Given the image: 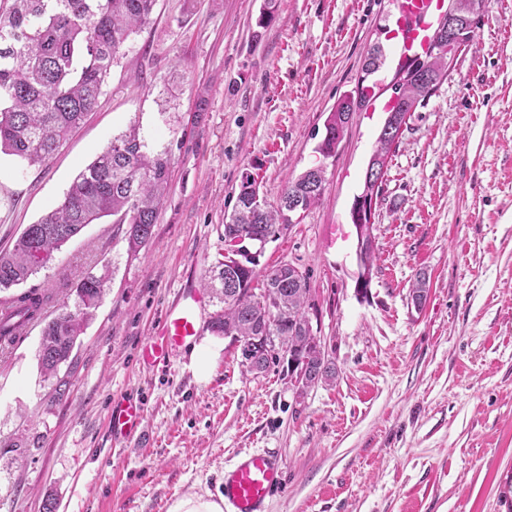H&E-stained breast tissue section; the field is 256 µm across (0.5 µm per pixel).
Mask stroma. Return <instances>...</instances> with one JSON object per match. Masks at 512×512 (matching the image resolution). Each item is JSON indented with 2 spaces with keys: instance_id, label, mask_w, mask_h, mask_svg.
Wrapping results in <instances>:
<instances>
[{
  "instance_id": "1",
  "label": "stroma",
  "mask_w": 512,
  "mask_h": 512,
  "mask_svg": "<svg viewBox=\"0 0 512 512\" xmlns=\"http://www.w3.org/2000/svg\"><path fill=\"white\" fill-rule=\"evenodd\" d=\"M157 0L123 48L86 122L52 158L0 154V250L57 206L73 179L131 123L171 151L154 234L130 253L104 219L24 283L74 303L87 275L102 300L60 370L53 399L38 366L40 327L0 354V512H170L219 497L225 468L269 450L284 464L270 512H512V0L488 8L448 79L408 119L378 200L377 259L356 289L350 210L383 126L399 60L393 0ZM384 62L366 74L368 51ZM326 167L325 191L270 240L256 276L289 263L308 275L305 308L336 365L334 384L297 397L284 364L249 371L233 337L204 331L207 380L182 347L147 371L136 353L183 288L224 255V218L243 176L277 203L315 165L324 121L359 84ZM430 292L411 310L409 290ZM138 395L145 435L113 442L106 414ZM25 440L22 454L5 450ZM222 505L203 496L190 495L179 499L171 512H223Z\"/></svg>"
}]
</instances>
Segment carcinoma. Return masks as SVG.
Returning <instances> with one entry per match:
<instances>
[{
	"mask_svg": "<svg viewBox=\"0 0 512 512\" xmlns=\"http://www.w3.org/2000/svg\"><path fill=\"white\" fill-rule=\"evenodd\" d=\"M157 0H0V152L14 155L30 166L42 165L64 146L85 116L93 110L112 67L132 34L150 22ZM462 10L454 37L466 43L480 23L488 0H459ZM423 66L406 59L396 77H404L405 99L394 112L406 124L410 114L426 104L435 85L448 78L447 56L428 61L435 79L419 82ZM371 99L368 87L355 99L340 98L324 121L319 151L336 152L351 113ZM171 152L148 146L139 128L130 126L112 141L74 179L63 201L38 222L27 225L11 249L0 251V345L14 343L18 331L41 324L38 363L44 380L52 383L57 399L65 396L67 382L58 378L69 362L83 329L103 295L104 278L88 276L75 288V309L64 304L51 319L46 293L11 294L48 266L67 242L89 224L112 218L126 224L129 251L137 252L153 237L169 184ZM325 172L309 170L288 181L278 203L259 196L256 180L243 177L233 211L224 223V239L253 234L264 240L275 236L290 214L306 211L319 201ZM255 262L224 268L220 260L211 268L204 287L220 284L222 307L209 323L218 335L235 336L244 359L254 358L259 370L269 359L261 348H251L260 336H275L288 347L300 367L321 384L336 380L333 361L313 350L314 331L304 313L309 292L307 275L284 263L264 275L262 288L252 286Z\"/></svg>",
	"mask_w": 512,
	"mask_h": 512,
	"instance_id": "1",
	"label": "carcinoma"
}]
</instances>
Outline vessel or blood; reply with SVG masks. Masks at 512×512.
Returning <instances> with one entry per match:
<instances>
[{
	"label": "vessel or blood",
	"mask_w": 512,
	"mask_h": 512,
	"mask_svg": "<svg viewBox=\"0 0 512 512\" xmlns=\"http://www.w3.org/2000/svg\"><path fill=\"white\" fill-rule=\"evenodd\" d=\"M443 0H397L402 22L411 24L409 33L400 36V55L407 58L420 54L430 39V32ZM204 296L192 287H185L181 305L166 310L153 335L141 344L140 365L156 368L168 365L173 353L191 344L203 332L201 311ZM147 403L127 398L115 403L107 414V425L114 441L133 438L145 419ZM282 462L269 453H248L224 472V501L230 512H266V505L282 480Z\"/></svg>",
	"instance_id": "1"
}]
</instances>
